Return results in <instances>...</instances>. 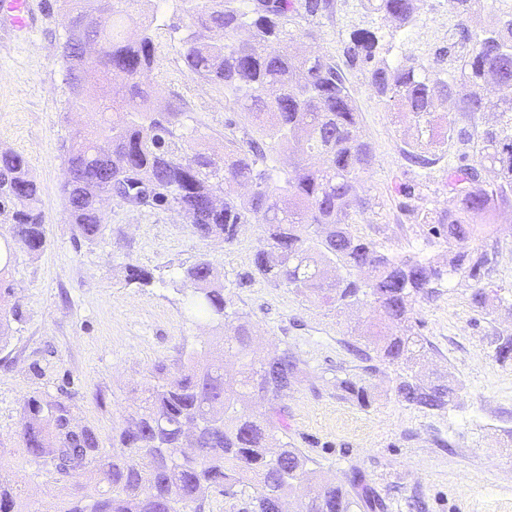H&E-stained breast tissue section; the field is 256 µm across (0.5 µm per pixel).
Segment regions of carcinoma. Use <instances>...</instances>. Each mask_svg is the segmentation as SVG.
<instances>
[{"label":"carcinoma","instance_id":"obj_1","mask_svg":"<svg viewBox=\"0 0 512 512\" xmlns=\"http://www.w3.org/2000/svg\"><path fill=\"white\" fill-rule=\"evenodd\" d=\"M195 31L183 40L180 57L188 74L251 101L241 106L258 137L228 140L224 163L209 155L188 153L192 133L178 112H157L140 87L142 73L155 62L151 23L129 32L122 23L112 30L94 28L103 73L112 89L96 98L97 113H112V122L96 123L64 147L69 190V223L91 240L101 234L98 197L109 184L120 187L133 206L172 207L194 216L192 232L201 238L231 243L243 224L263 228L254 257L256 272L316 299L343 308L373 299L381 309L371 341L390 363L422 354L410 325L412 302L442 277L430 261L382 253L352 230L366 206L363 175L371 167V145L358 134V112L337 66L325 55L288 50L294 39L290 18L319 11L320 0H182ZM368 11L404 29L419 21L426 0H362ZM481 0H448L451 28L462 51L446 68L424 61L389 64L381 58L385 35L357 28L350 32L344 55L363 69L368 85L396 112L412 116L416 139L406 151L409 162L428 168L436 163L434 113L439 105L461 97L458 111L495 112L500 121L469 133L448 123V138L472 149L477 164L448 167V186L465 184L448 210L422 221L460 249L452 260L462 269L464 245L476 238L484 221L512 204V0L496 5V22L477 31L471 17ZM67 36L91 10L90 0H63ZM69 105L86 108L95 74L70 55H61ZM288 140L293 155L285 181L288 202L276 198L261 168L272 146ZM488 166L495 179L478 178ZM256 185L255 195L241 197L225 187ZM11 213L7 252L19 244L31 254L46 246L40 191L25 159L0 152V212ZM345 274L328 278V270ZM187 309L215 332L199 350L180 359L175 371L161 364L156 384L139 398L124 423L112 427V450L97 431L72 422L70 405L59 399L30 397L18 435L30 461L59 482L83 475L68 506L60 512H202L206 493L215 487L232 501L231 512H277L278 504L297 489H307L301 512H355L359 502L342 486L317 476L299 449L284 443L272 453L274 421H285L278 400L295 378L296 360L284 351L264 361L249 357L253 333L246 323H232L224 289L212 286V268L200 260L184 273ZM236 350L237 376L224 378L223 355ZM268 397L264 413L250 411L253 392ZM408 403L441 409L456 394L455 386L424 384L413 376L397 387ZM200 449L193 464L174 460L188 437ZM248 484L253 495L239 487ZM0 512H23L11 485L0 476Z\"/></svg>","mask_w":512,"mask_h":512}]
</instances>
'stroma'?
Listing matches in <instances>:
<instances>
[{"label": "stroma", "instance_id": "1", "mask_svg": "<svg viewBox=\"0 0 512 512\" xmlns=\"http://www.w3.org/2000/svg\"><path fill=\"white\" fill-rule=\"evenodd\" d=\"M28 2L31 26L23 31L0 7V151L26 159L40 188L47 236L40 254L15 250L0 277L9 311L0 342V475L26 512H56L75 491L54 482L22 448L17 431L26 400L66 399L75 421L94 427L111 447L113 424L132 411L154 367L176 363L212 334L186 312L182 273L201 260L212 264L229 310L252 325L256 357L286 351L296 359L294 383L281 400L287 427L275 430L276 443L299 449L310 468L350 495L369 490L382 503L379 512H512V360L494 355L498 338L512 336V208L498 212L490 232L467 246L469 261L490 258L474 278L447 274L454 251L419 218L448 206V167L463 151L448 140L449 123L481 129L491 115L438 112L437 131L446 142L440 161L422 169L405 157L416 135L413 122L390 110L362 71L345 70L359 134L375 153L365 176L369 206L355 230L386 254L427 260L444 271L412 305L413 331L424 346L415 372L456 387L448 406L428 410L398 397L404 369L383 361L353 331L376 320L374 301L341 309L255 274L258 225L243 226L230 244L205 240L175 210L117 199L105 203L95 240L69 224L61 146L88 130L91 116L68 103L61 0ZM116 8L133 29L154 16L156 61L142 82L156 110L187 112L194 148L220 162L227 139L253 135L233 96L185 71L179 50L190 27L181 0H118ZM369 26L394 33L389 62L427 61L448 48V0H427L424 21L397 33L360 0H321L317 14L288 24L298 50L340 65L350 32ZM404 186L411 198L401 194ZM131 265L150 272V284L129 281ZM479 288L486 302L478 308L471 295ZM345 378L367 389L368 405L339 388Z\"/></svg>", "mask_w": 512, "mask_h": 512}]
</instances>
